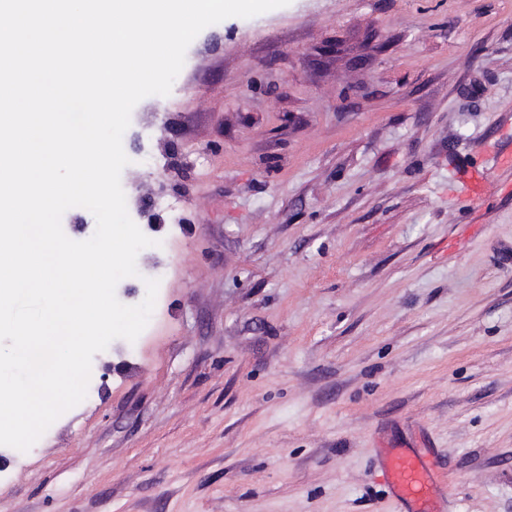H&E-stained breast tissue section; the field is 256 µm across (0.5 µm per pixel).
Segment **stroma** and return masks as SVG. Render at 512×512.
<instances>
[{
    "instance_id": "35a3bbf8",
    "label": "stroma",
    "mask_w": 512,
    "mask_h": 512,
    "mask_svg": "<svg viewBox=\"0 0 512 512\" xmlns=\"http://www.w3.org/2000/svg\"><path fill=\"white\" fill-rule=\"evenodd\" d=\"M122 145L167 277L93 358L129 369L11 451L0 512H400L403 446L443 512H512V0L227 18ZM383 475L391 496L403 512H437L446 497L435 464L411 448H393L381 457Z\"/></svg>"
}]
</instances>
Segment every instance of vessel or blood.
<instances>
[{"mask_svg":"<svg viewBox=\"0 0 512 512\" xmlns=\"http://www.w3.org/2000/svg\"><path fill=\"white\" fill-rule=\"evenodd\" d=\"M383 475L392 497L404 512H437L446 497L435 464L410 448H395L381 458Z\"/></svg>","mask_w":512,"mask_h":512,"instance_id":"vessel-or-blood-1","label":"vessel or blood"}]
</instances>
